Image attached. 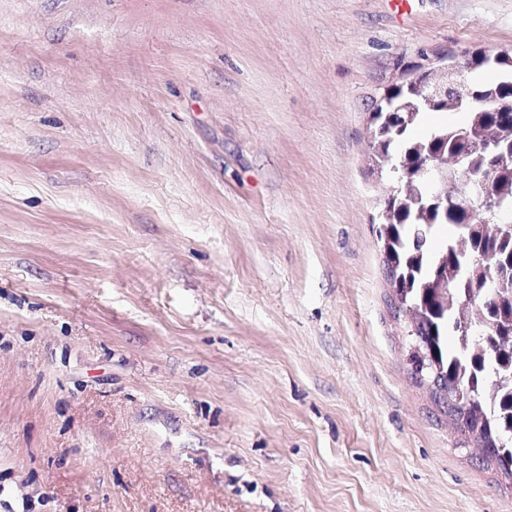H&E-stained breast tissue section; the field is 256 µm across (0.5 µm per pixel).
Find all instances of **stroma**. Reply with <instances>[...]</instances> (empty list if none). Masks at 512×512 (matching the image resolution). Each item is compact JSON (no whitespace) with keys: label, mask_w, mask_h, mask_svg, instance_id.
Instances as JSON below:
<instances>
[{"label":"stroma","mask_w":512,"mask_h":512,"mask_svg":"<svg viewBox=\"0 0 512 512\" xmlns=\"http://www.w3.org/2000/svg\"><path fill=\"white\" fill-rule=\"evenodd\" d=\"M421 47L512 0H0V512H512L386 305Z\"/></svg>","instance_id":"1"}]
</instances>
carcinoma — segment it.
<instances>
[{"mask_svg":"<svg viewBox=\"0 0 512 512\" xmlns=\"http://www.w3.org/2000/svg\"><path fill=\"white\" fill-rule=\"evenodd\" d=\"M476 99L465 120L429 126V114L448 111L455 86L430 112L392 140H376L372 149L396 152L405 167L425 155L459 153L473 139L494 140L512 155V123L497 119L500 100L512 97V85L492 78L472 81ZM493 198L512 202V159L498 161ZM378 220L388 305L400 317L402 303L423 309L408 327V365L416 384L428 386L436 407L452 422L458 448L485 449L481 463L493 467L512 487V224H468L465 214L429 208L422 214L407 205L404 185L385 194ZM497 285L481 311L485 332L477 335L460 318V303Z\"/></svg>","mask_w":512,"mask_h":512,"instance_id":"cac0c4a2","label":"carcinoma"}]
</instances>
